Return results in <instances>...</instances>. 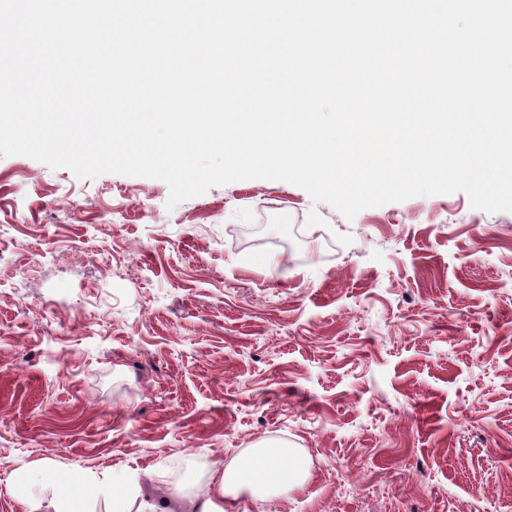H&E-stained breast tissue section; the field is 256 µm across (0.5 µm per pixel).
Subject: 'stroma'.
<instances>
[{
  "label": "stroma",
  "instance_id": "obj_1",
  "mask_svg": "<svg viewBox=\"0 0 512 512\" xmlns=\"http://www.w3.org/2000/svg\"><path fill=\"white\" fill-rule=\"evenodd\" d=\"M158 179L0 157V512L113 472L204 490L261 440L305 483L233 512H512V212L348 219L285 181L167 208ZM31 482L43 483L52 486L56 491V512H89L79 489L53 464L45 463L40 472L33 477L17 480L12 488V495L22 504L27 505L25 494L26 485Z\"/></svg>",
  "mask_w": 512,
  "mask_h": 512
}]
</instances>
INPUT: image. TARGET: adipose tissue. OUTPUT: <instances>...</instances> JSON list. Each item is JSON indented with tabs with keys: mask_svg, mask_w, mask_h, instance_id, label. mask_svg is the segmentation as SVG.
<instances>
[{
	"mask_svg": "<svg viewBox=\"0 0 512 512\" xmlns=\"http://www.w3.org/2000/svg\"><path fill=\"white\" fill-rule=\"evenodd\" d=\"M308 476V467L287 444L265 440L249 448L227 467L212 472L205 491L182 499L177 512H225L228 498L248 494L255 502L265 503L300 486ZM113 482L123 484L124 495L113 497L111 512H163L157 498L143 494L141 478L122 473ZM52 486L57 496V512H88L79 489L53 464H43L32 480H17L12 488L18 502H26L28 482Z\"/></svg>",
	"mask_w": 512,
	"mask_h": 512,
	"instance_id": "ef3b65f1",
	"label": "adipose tissue"
}]
</instances>
